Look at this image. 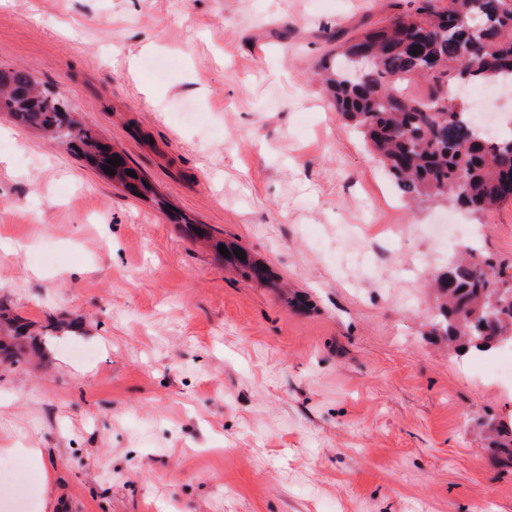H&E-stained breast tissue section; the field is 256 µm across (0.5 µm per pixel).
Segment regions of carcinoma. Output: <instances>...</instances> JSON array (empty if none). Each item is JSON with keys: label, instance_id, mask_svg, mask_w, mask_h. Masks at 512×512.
Returning <instances> with one entry per match:
<instances>
[{"label": "carcinoma", "instance_id": "obj_1", "mask_svg": "<svg viewBox=\"0 0 512 512\" xmlns=\"http://www.w3.org/2000/svg\"><path fill=\"white\" fill-rule=\"evenodd\" d=\"M321 81L336 110L359 130L394 186L416 202L448 203L488 217L512 204V137L478 136L448 90L460 81H512V0H415L413 6L362 31L331 38ZM428 81L425 98L402 85ZM0 112L20 128L63 144L98 174L141 201L159 203L154 185L132 177L127 159L79 119L67 97L40 88L27 70H0ZM118 158L112 174L107 160ZM229 245L224 263L257 282L269 272ZM437 308L429 335L457 353L512 343V263L470 251L435 278ZM0 364L21 366L29 325L0 310ZM495 464L512 470V426L487 424Z\"/></svg>", "mask_w": 512, "mask_h": 512}]
</instances>
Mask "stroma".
<instances>
[{"instance_id":"1","label":"stroma","mask_w":512,"mask_h":512,"mask_svg":"<svg viewBox=\"0 0 512 512\" xmlns=\"http://www.w3.org/2000/svg\"><path fill=\"white\" fill-rule=\"evenodd\" d=\"M398 11L0 0V67L65 93L169 205L0 114V299L41 346L0 367V436L44 450L16 475L38 477L25 512H512L486 427L512 422L503 351L452 356L427 334L452 256L512 261V205L408 203L314 77L327 36ZM457 222L470 243L430 232ZM220 244H223L230 253V256H223L220 253L221 257L224 259L225 264L239 269L247 278L257 282H265L269 279V272L267 268L266 270H263V267L265 266L253 260L244 249L234 245H226L224 242L217 243L216 247L218 248ZM235 249H241L242 253H245V260L237 258V256L234 254Z\"/></svg>"}]
</instances>
